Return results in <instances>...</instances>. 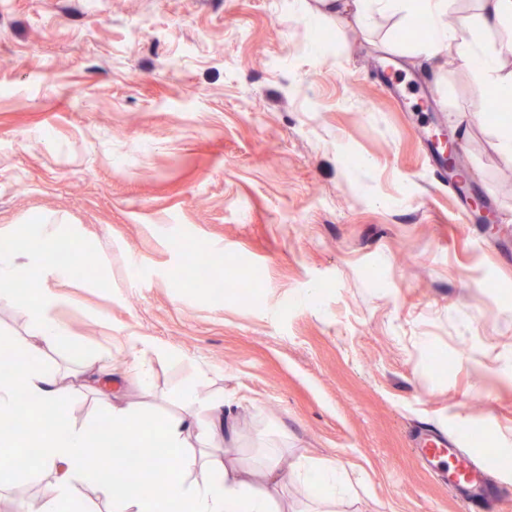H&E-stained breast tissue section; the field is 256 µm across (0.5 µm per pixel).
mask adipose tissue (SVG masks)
Returning <instances> with one entry per match:
<instances>
[{"label":"adipose tissue","instance_id":"obj_1","mask_svg":"<svg viewBox=\"0 0 512 512\" xmlns=\"http://www.w3.org/2000/svg\"><path fill=\"white\" fill-rule=\"evenodd\" d=\"M459 0H408L410 10L431 23L425 49L430 56L448 57L474 64L480 84L502 79L505 63L512 60V0H476L482 31L497 34L491 48H484L455 22ZM28 237L34 244L22 254L0 253V301L15 302L13 284L30 281L34 299L24 302L29 320L28 337L11 342L12 371L0 376V424H10L8 444L38 451V475L49 477L51 493L27 502L26 512H77L76 493L90 487L110 502V512H284L281 492L300 484L315 492V512H336L342 500V481L335 462H306L288 469L276 453L263 459V485L252 486L241 470L209 457L205 449L223 438L224 404L207 400L197 385L180 391V414L160 420L143 417L133 406L113 401L112 439L106 458L89 448L102 438L96 424L77 425L72 420L76 392L67 374L42 364L46 350L65 341L68 331L55 316L59 298L47 286L52 272L48 248L58 239L56 225L37 221ZM208 412L199 423V409ZM198 442L199 452L189 450ZM176 453L179 466L170 468L161 450ZM150 462L152 480L128 479L132 461Z\"/></svg>","mask_w":512,"mask_h":512}]
</instances>
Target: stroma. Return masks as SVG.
<instances>
[{
  "mask_svg": "<svg viewBox=\"0 0 512 512\" xmlns=\"http://www.w3.org/2000/svg\"><path fill=\"white\" fill-rule=\"evenodd\" d=\"M300 0H0V241L56 219L96 265L49 279L69 342L161 419L197 382L233 428L214 455L258 473L344 466L341 512H465L413 450L454 435L512 512V157L471 68L430 59L411 12L359 25ZM458 137L497 211L471 224L417 129ZM254 296L177 277L190 255ZM49 480L0 467V512Z\"/></svg>",
  "mask_w": 512,
  "mask_h": 512,
  "instance_id": "obj_1",
  "label": "stroma"
}]
</instances>
